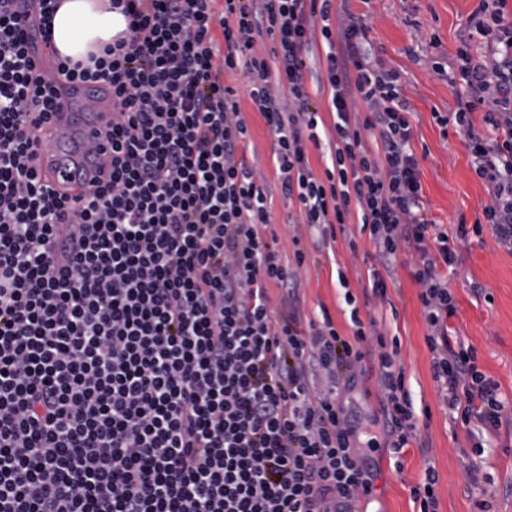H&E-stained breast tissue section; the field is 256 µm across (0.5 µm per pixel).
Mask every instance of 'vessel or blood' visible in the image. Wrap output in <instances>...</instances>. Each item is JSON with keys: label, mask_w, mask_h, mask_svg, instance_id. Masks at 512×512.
<instances>
[{"label": "vessel or blood", "mask_w": 512, "mask_h": 512, "mask_svg": "<svg viewBox=\"0 0 512 512\" xmlns=\"http://www.w3.org/2000/svg\"><path fill=\"white\" fill-rule=\"evenodd\" d=\"M66 105L39 135L36 163L48 184L77 188L79 176H93L112 154L109 132L112 94L103 86L69 85Z\"/></svg>", "instance_id": "b4317fda"}]
</instances>
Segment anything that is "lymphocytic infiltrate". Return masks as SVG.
I'll return each instance as SVG.
<instances>
[{
    "label": "lymphocytic infiltrate",
    "mask_w": 512,
    "mask_h": 512,
    "mask_svg": "<svg viewBox=\"0 0 512 512\" xmlns=\"http://www.w3.org/2000/svg\"><path fill=\"white\" fill-rule=\"evenodd\" d=\"M214 2L112 0L127 26L91 65L57 56L40 70L30 41L51 43L58 0H0V512H364L374 453L398 459L420 442L400 341L361 315L345 272L350 336L330 314L303 319L307 254L295 236L285 256L270 230L271 187L245 154L230 76L271 128L295 223L325 242L352 222L368 236L369 298H386L399 253L416 251L433 378L453 423L477 428L475 456L512 418L451 336L457 308L438 272L457 260L451 241L486 231L512 252L507 0H480L453 71L436 68L455 95L440 123L459 127L488 194L451 235L422 212L409 106L367 45L371 14L351 0ZM263 35L277 69L255 50ZM67 84L112 91V157L75 197L35 166ZM272 283L287 310L271 306ZM357 393L377 399L367 438Z\"/></svg>",
    "instance_id": "1"
}]
</instances>
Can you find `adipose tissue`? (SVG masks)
<instances>
[{
    "mask_svg": "<svg viewBox=\"0 0 512 512\" xmlns=\"http://www.w3.org/2000/svg\"><path fill=\"white\" fill-rule=\"evenodd\" d=\"M111 0H61L53 18V39L62 56L86 59L98 45L111 42L126 27L121 14L112 12Z\"/></svg>",
    "mask_w": 512,
    "mask_h": 512,
    "instance_id": "adipose-tissue-1",
    "label": "adipose tissue"
}]
</instances>
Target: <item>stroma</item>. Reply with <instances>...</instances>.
<instances>
[{
    "instance_id": "stroma-1",
    "label": "stroma",
    "mask_w": 512,
    "mask_h": 512,
    "mask_svg": "<svg viewBox=\"0 0 512 512\" xmlns=\"http://www.w3.org/2000/svg\"><path fill=\"white\" fill-rule=\"evenodd\" d=\"M477 5L478 0H355L353 5L356 11L371 12L369 36L375 52L402 76V92L412 112L411 147L421 168L424 214L448 232L459 221L474 222L487 193L470 167L461 134L435 119L436 114L453 111L454 98L447 77L437 74L432 64L453 65L459 38ZM241 106L250 129L249 153L273 190L271 208L280 245L292 252L294 233L304 236L308 261L299 290L300 309L309 315L326 307L340 334L350 335L336 270L344 268L352 292L361 294L372 246L352 225L324 246L306 236L305 226L289 223L288 205L278 189L279 171L271 156L272 131L249 97H242ZM456 252V266L440 271L457 306L452 328L475 349L480 368L498 384L502 398L512 401V253L487 232L457 246ZM416 261L415 252L401 253L386 300H370L369 307L382 329L400 340L399 359L414 403L430 411L429 418L420 422L421 438L430 449L424 453L414 446L407 448L399 469L387 452L375 453L380 474L370 507L372 512H417L411 489L431 466L438 475L439 512H478L476 503L483 499L489 502L490 512H512V422L503 423L498 448L485 452L479 482L469 485L472 442L464 427H451L440 404L419 288L411 277ZM478 285L486 289V296L475 294Z\"/></svg>"
}]
</instances>
